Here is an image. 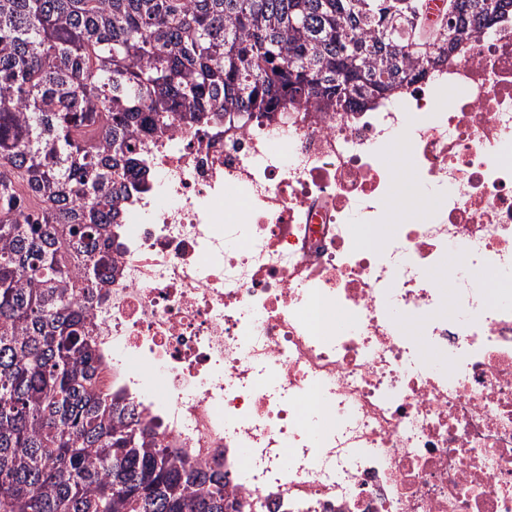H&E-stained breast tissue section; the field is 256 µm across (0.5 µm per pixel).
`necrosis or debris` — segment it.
<instances>
[{"label":"necrosis or debris","instance_id":"necrosis-or-debris-1","mask_svg":"<svg viewBox=\"0 0 512 512\" xmlns=\"http://www.w3.org/2000/svg\"><path fill=\"white\" fill-rule=\"evenodd\" d=\"M393 142L431 209L365 247ZM146 159L90 320L100 387L161 447L248 512H512V22L399 98L178 128Z\"/></svg>","mask_w":512,"mask_h":512}]
</instances>
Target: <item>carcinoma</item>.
Segmentation results:
<instances>
[{
  "label": "carcinoma",
  "instance_id": "cac0c4a2",
  "mask_svg": "<svg viewBox=\"0 0 512 512\" xmlns=\"http://www.w3.org/2000/svg\"><path fill=\"white\" fill-rule=\"evenodd\" d=\"M0 0V512H240L224 472L160 447L101 390L88 317L143 138L425 79L512 0Z\"/></svg>",
  "mask_w": 512,
  "mask_h": 512
}]
</instances>
